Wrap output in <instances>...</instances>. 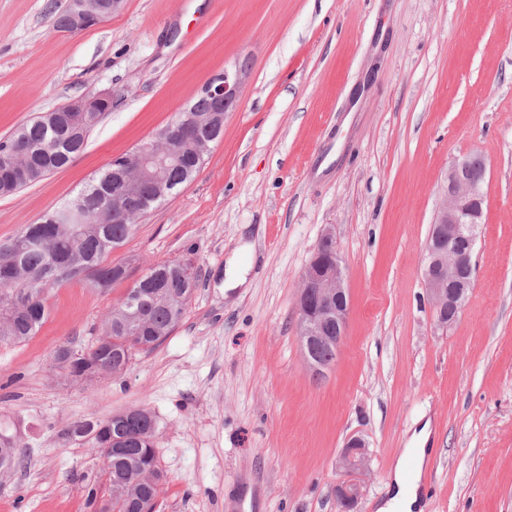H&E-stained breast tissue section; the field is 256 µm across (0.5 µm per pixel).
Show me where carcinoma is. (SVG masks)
Listing matches in <instances>:
<instances>
[{
	"mask_svg": "<svg viewBox=\"0 0 512 512\" xmlns=\"http://www.w3.org/2000/svg\"><path fill=\"white\" fill-rule=\"evenodd\" d=\"M200 116L214 122L211 143L224 135V113L195 98ZM80 132L47 112L0 141V154H26L21 176L7 181L0 175V196L12 194L70 165L83 151L98 113L86 114ZM203 164L190 150L168 163L166 193L155 197L146 184L135 206L147 213L189 182ZM120 174L109 165L75 198L52 211L60 221L43 216L27 224L13 238L0 242V342L21 343L35 335L47 317L44 292L75 275L92 288H107L128 278V266L109 263V254L134 233L135 221L115 220L112 190ZM198 272L189 273L180 260H165L149 267L109 311L103 335L86 349L65 347L56 361L66 375L93 381L103 369L122 373L137 351L161 345L181 322L197 288ZM156 421L145 408L124 411V417L79 423L64 430L71 439H84L94 448L123 449L105 462L112 489L111 512H155L164 481L154 444ZM20 463L11 437L0 433V471Z\"/></svg>",
	"mask_w": 512,
	"mask_h": 512,
	"instance_id": "carcinoma-1",
	"label": "carcinoma"
}]
</instances>
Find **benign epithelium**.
Returning a JSON list of instances; mask_svg holds the SVG:
<instances>
[{
  "mask_svg": "<svg viewBox=\"0 0 512 512\" xmlns=\"http://www.w3.org/2000/svg\"><path fill=\"white\" fill-rule=\"evenodd\" d=\"M122 0H111L103 5L90 6L88 0H70V29L79 33L103 21L121 6ZM247 75L240 63L210 79L200 95L223 107V112L233 111L240 102L241 87ZM112 103V95L99 94L74 99L61 108L73 113L77 126L84 123L87 112H103ZM193 141V124L187 116L177 126L168 125L159 130L155 140L128 153L123 161V178L112 194V213L122 218L143 181L148 180L162 188L161 173L166 167V157L160 155L156 145L171 148ZM476 156L469 154L457 158L448 166L447 186L444 197L435 213L434 222L426 244L424 283L429 302L441 327L456 319L467 298V287L475 276L474 247L483 224L485 196L483 185L486 169L475 163ZM299 315V342L303 357L313 374L320 377L330 368L312 355V348L331 341L329 328H336L334 352H339L347 326L350 304L344 286V268L334 238L326 233L320 239L306 265L297 299ZM342 478L333 488L343 512H355L363 495L364 475L368 469L366 445L353 437L347 441L338 460Z\"/></svg>",
  "mask_w": 512,
  "mask_h": 512,
  "instance_id": "7a95c632",
  "label": "benign epithelium"
}]
</instances>
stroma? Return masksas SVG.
Wrapping results in <instances>:
<instances>
[{"instance_id": "stroma-1", "label": "stroma", "mask_w": 512, "mask_h": 512, "mask_svg": "<svg viewBox=\"0 0 512 512\" xmlns=\"http://www.w3.org/2000/svg\"><path fill=\"white\" fill-rule=\"evenodd\" d=\"M68 0H0V140L81 95L112 108L68 167L0 197V241L149 141L212 77H247L194 178L108 256L129 278L45 295L25 342L0 343V432L21 454L0 512H100L103 460L66 427L145 408L165 475L157 512H341L332 487L350 436L367 446L357 512L430 423L425 512H512V0H123L77 34ZM485 160L476 275L448 327L423 281L449 164ZM333 233L351 310L325 378L299 343L296 296ZM246 282L225 289L230 258ZM181 259L199 287L170 337L119 375L67 377L150 266ZM98 490L89 506L85 487Z\"/></svg>"}]
</instances>
